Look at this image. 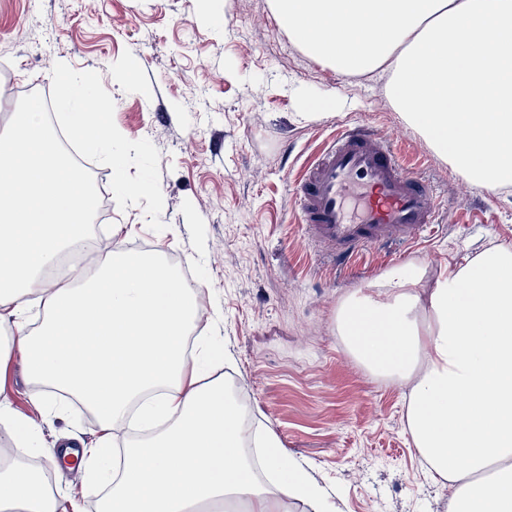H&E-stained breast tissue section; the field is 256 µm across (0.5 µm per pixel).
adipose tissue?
I'll return each mask as SVG.
<instances>
[{
  "label": "adipose tissue",
  "instance_id": "obj_1",
  "mask_svg": "<svg viewBox=\"0 0 512 512\" xmlns=\"http://www.w3.org/2000/svg\"><path fill=\"white\" fill-rule=\"evenodd\" d=\"M282 26L318 60L358 75L386 68L404 120L465 178L512 185V0H274ZM72 138L108 141L107 106L85 81L58 84ZM95 197L81 169L61 157L32 106L0 133V376L22 345L38 405L45 389L75 398L101 422L83 457L99 479L113 425L134 415L149 437L124 453L99 512H329L322 489L289 461L275 436L244 454L241 413L212 377L216 351L186 355L202 319L198 300L147 253L88 243ZM91 276L51 279L81 245ZM421 272L396 270L381 298L343 304L336 327L372 373L410 381L406 419L433 483L449 485L448 512H512V247L463 255L429 294ZM43 315L38 329L25 317ZM0 512H84L44 473L0 448Z\"/></svg>",
  "mask_w": 512,
  "mask_h": 512
}]
</instances>
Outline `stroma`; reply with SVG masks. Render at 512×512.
I'll return each mask as SVG.
<instances>
[{
	"label": "stroma",
	"mask_w": 512,
	"mask_h": 512,
	"mask_svg": "<svg viewBox=\"0 0 512 512\" xmlns=\"http://www.w3.org/2000/svg\"><path fill=\"white\" fill-rule=\"evenodd\" d=\"M0 132L61 72L108 103L106 147L82 146L108 198L86 231L120 253L146 246L189 276L225 383L252 430L272 432L334 512H446L451 489L424 473L405 420L409 382L371 373L347 351L336 310L378 297L388 273L422 268L433 288L453 256L512 244V189L458 174L402 119L385 77L317 61L280 25L273 0H0ZM391 138L438 189L435 236L360 271L336 273L296 221L297 170L337 129ZM40 445L19 455L97 512L84 469L56 465L64 438L95 447L98 418L61 394L34 407L22 354L0 386Z\"/></svg>",
	"instance_id": "35a3bbf8"
}]
</instances>
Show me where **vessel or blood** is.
Segmentation results:
<instances>
[{"mask_svg":"<svg viewBox=\"0 0 512 512\" xmlns=\"http://www.w3.org/2000/svg\"><path fill=\"white\" fill-rule=\"evenodd\" d=\"M295 196L299 222L345 274L369 249L417 244L439 222L432 186L364 126L337 130L297 176Z\"/></svg>","mask_w":512,"mask_h":512,"instance_id":"1","label":"vessel or blood"}]
</instances>
